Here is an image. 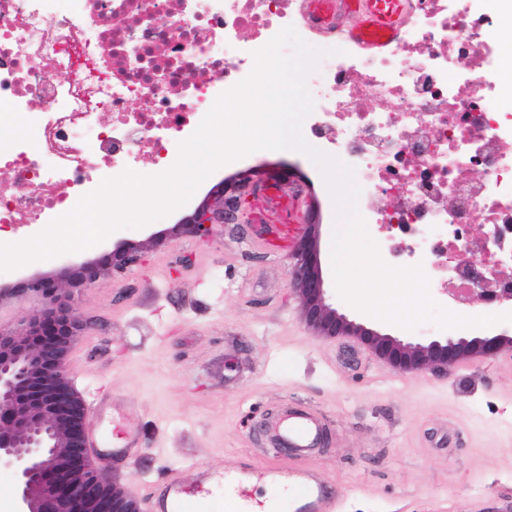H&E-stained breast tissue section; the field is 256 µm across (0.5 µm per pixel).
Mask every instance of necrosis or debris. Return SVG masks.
<instances>
[{
	"mask_svg": "<svg viewBox=\"0 0 512 512\" xmlns=\"http://www.w3.org/2000/svg\"><path fill=\"white\" fill-rule=\"evenodd\" d=\"M512 0H409L352 38L308 0H0V241L70 213L142 159L174 165L287 25L332 49L307 87L311 144L354 170L358 211L455 314L512 313Z\"/></svg>",
	"mask_w": 512,
	"mask_h": 512,
	"instance_id": "necrosis-or-debris-1",
	"label": "necrosis or debris"
}]
</instances>
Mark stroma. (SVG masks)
<instances>
[{
    "instance_id": "obj_1",
    "label": "stroma",
    "mask_w": 512,
    "mask_h": 512,
    "mask_svg": "<svg viewBox=\"0 0 512 512\" xmlns=\"http://www.w3.org/2000/svg\"><path fill=\"white\" fill-rule=\"evenodd\" d=\"M253 170H287L304 183L330 273L332 199L296 151L261 149L221 164L163 223L192 214L218 181ZM147 238L142 226L112 231L106 243L145 245L144 260L78 301L89 325L69 354L70 380L85 398L111 388L118 412L104 432L131 424L146 437L139 460L114 462L105 478L138 495L168 468L190 482L198 466L220 469L243 452L319 472L347 492L345 512L444 504L503 512L512 502V375L495 360L404 375L362 347L317 336L289 285L286 249L270 246L257 225H225L211 243L182 237L153 247ZM161 267L167 279L157 278ZM295 407L326 419L321 444L276 452L267 426Z\"/></svg>"
}]
</instances>
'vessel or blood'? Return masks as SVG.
Here are the masks:
<instances>
[{
	"instance_id": "vessel-or-blood-1",
	"label": "vessel or blood",
	"mask_w": 512,
	"mask_h": 512,
	"mask_svg": "<svg viewBox=\"0 0 512 512\" xmlns=\"http://www.w3.org/2000/svg\"><path fill=\"white\" fill-rule=\"evenodd\" d=\"M350 4L360 18V35L368 37L394 31L405 0H350ZM90 410L92 422L88 431V448L93 462L106 467L115 457L136 460L143 448L142 436L136 429L117 428L113 450H106L104 446L100 422L112 413L111 399L105 396L94 398ZM322 428L321 417L299 410L288 414L285 423L275 426L271 437L286 441L289 447L305 450L319 445ZM223 479L244 487L288 482L294 492L293 512H341L343 505L342 496L331 490L324 477L316 471L291 469L275 462L260 466L252 455L242 453L222 470L198 468L191 484L183 480L178 470H167L159 484L144 488V512H211L208 490L213 483Z\"/></svg>"
}]
</instances>
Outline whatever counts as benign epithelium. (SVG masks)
<instances>
[{
    "label": "benign epithelium",
    "instance_id": "1",
    "mask_svg": "<svg viewBox=\"0 0 512 512\" xmlns=\"http://www.w3.org/2000/svg\"><path fill=\"white\" fill-rule=\"evenodd\" d=\"M252 184L250 175L219 181L191 215L148 239L161 244L190 236L208 242L223 235L226 224L253 223L264 202L250 194ZM307 221L291 240L289 280L318 335L353 340L403 374L446 372L464 359H494L512 348V329L405 341L338 311L329 303L318 258L319 225L310 215ZM141 258L140 245L119 242L96 258L66 259L51 272H25L0 284V300L25 297L40 303L33 317L0 329V465L17 472L20 512H141L129 490L92 467L85 448L89 411L68 376L70 350L87 327L75 294Z\"/></svg>",
    "mask_w": 512,
    "mask_h": 512
}]
</instances>
